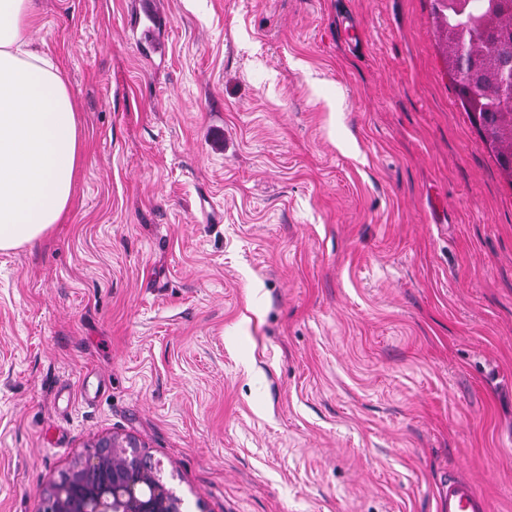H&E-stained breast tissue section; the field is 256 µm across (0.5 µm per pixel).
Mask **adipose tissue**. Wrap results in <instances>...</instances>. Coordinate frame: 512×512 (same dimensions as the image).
<instances>
[{
  "label": "adipose tissue",
  "mask_w": 512,
  "mask_h": 512,
  "mask_svg": "<svg viewBox=\"0 0 512 512\" xmlns=\"http://www.w3.org/2000/svg\"><path fill=\"white\" fill-rule=\"evenodd\" d=\"M35 0H0V252L63 223L83 161L69 80L29 33Z\"/></svg>",
  "instance_id": "ef3b65f1"
}]
</instances>
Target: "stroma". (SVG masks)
<instances>
[{
	"instance_id": "stroma-1",
	"label": "stroma",
	"mask_w": 512,
	"mask_h": 512,
	"mask_svg": "<svg viewBox=\"0 0 512 512\" xmlns=\"http://www.w3.org/2000/svg\"><path fill=\"white\" fill-rule=\"evenodd\" d=\"M37 8L84 158L0 252V512L115 434L186 512H512V184L433 0ZM484 498L469 481L448 476L447 506L443 512H486Z\"/></svg>"
}]
</instances>
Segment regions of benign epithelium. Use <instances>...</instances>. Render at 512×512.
I'll return each instance as SVG.
<instances>
[{
  "label": "benign epithelium",
  "mask_w": 512,
  "mask_h": 512,
  "mask_svg": "<svg viewBox=\"0 0 512 512\" xmlns=\"http://www.w3.org/2000/svg\"><path fill=\"white\" fill-rule=\"evenodd\" d=\"M54 484L43 512H183L161 463L132 437L105 438Z\"/></svg>",
  "instance_id": "obj_1"
}]
</instances>
